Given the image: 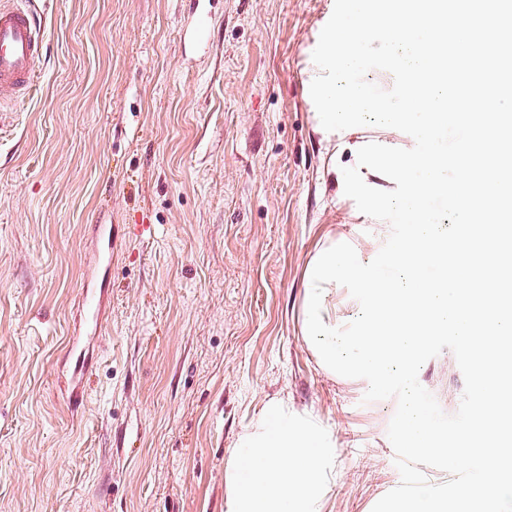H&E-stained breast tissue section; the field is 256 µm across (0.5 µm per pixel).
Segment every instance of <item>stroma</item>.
I'll return each instance as SVG.
<instances>
[{"mask_svg": "<svg viewBox=\"0 0 512 512\" xmlns=\"http://www.w3.org/2000/svg\"><path fill=\"white\" fill-rule=\"evenodd\" d=\"M37 79L0 112V512H226L224 468L271 403L336 446L325 512H372L400 473L393 398L325 370L302 332L328 237L374 257L307 100L332 0H31ZM112 229L87 390L66 345ZM419 383L446 414L451 350Z\"/></svg>", "mask_w": 512, "mask_h": 512, "instance_id": "1", "label": "stroma"}]
</instances>
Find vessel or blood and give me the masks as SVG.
Masks as SVG:
<instances>
[{
  "label": "vessel or blood",
  "mask_w": 512,
  "mask_h": 512,
  "mask_svg": "<svg viewBox=\"0 0 512 512\" xmlns=\"http://www.w3.org/2000/svg\"><path fill=\"white\" fill-rule=\"evenodd\" d=\"M44 53L41 24L17 0H0V93L24 98L36 78V66ZM112 262V237L102 234L97 264L82 275V310L92 329L102 327L94 281L102 265Z\"/></svg>",
  "instance_id": "1"
}]
</instances>
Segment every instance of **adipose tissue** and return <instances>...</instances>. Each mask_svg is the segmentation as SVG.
I'll return each instance as SVG.
<instances>
[{"label": "adipose tissue", "instance_id": "1", "mask_svg": "<svg viewBox=\"0 0 512 512\" xmlns=\"http://www.w3.org/2000/svg\"><path fill=\"white\" fill-rule=\"evenodd\" d=\"M335 474L336 450L318 420L265 407L226 469L228 512H324Z\"/></svg>", "mask_w": 512, "mask_h": 512}]
</instances>
